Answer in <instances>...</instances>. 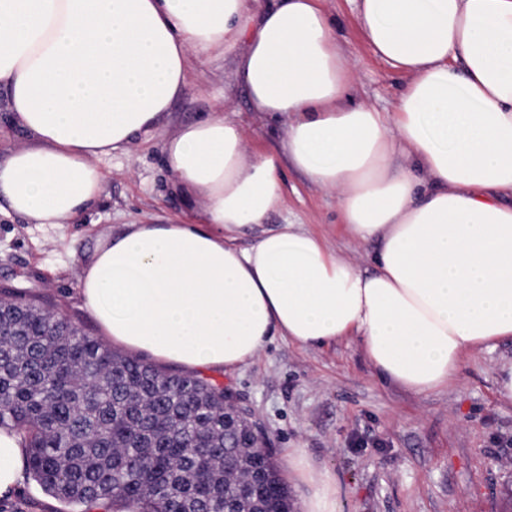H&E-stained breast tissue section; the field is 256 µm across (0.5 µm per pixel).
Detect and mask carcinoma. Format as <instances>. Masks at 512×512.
<instances>
[{"instance_id": "obj_1", "label": "carcinoma", "mask_w": 512, "mask_h": 512, "mask_svg": "<svg viewBox=\"0 0 512 512\" xmlns=\"http://www.w3.org/2000/svg\"><path fill=\"white\" fill-rule=\"evenodd\" d=\"M0 428L23 438L25 470L68 512H291L271 454L224 410V385L121 354L45 303L0 292ZM261 491L224 493L230 471Z\"/></svg>"}]
</instances>
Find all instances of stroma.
Listing matches in <instances>:
<instances>
[{"label": "stroma", "mask_w": 512, "mask_h": 512, "mask_svg": "<svg viewBox=\"0 0 512 512\" xmlns=\"http://www.w3.org/2000/svg\"><path fill=\"white\" fill-rule=\"evenodd\" d=\"M357 72L360 99L391 108L406 75L378 59L362 37L353 0H325ZM186 99L174 103L158 129L126 154L102 159L104 195L79 223L32 224L0 215V290L44 298L53 311L96 333L81 306L78 278L94 252L127 225L189 217L171 190L162 147L184 122L202 119L223 103L243 129L246 150L283 134L263 123L235 78L232 58L191 62ZM285 203L270 224L301 223L358 269L370 267L374 244L352 238L339 220L335 192L315 186L294 166L283 169ZM512 361V344L475 349L447 388L418 395L381 380L357 338L303 348L273 337L253 360L212 377L237 398L271 448L294 505L307 488L288 468L300 450L313 470L336 475L341 512H512V402L499 398L497 369ZM61 503L31 479L0 498V512H61Z\"/></svg>", "instance_id": "stroma-1"}]
</instances>
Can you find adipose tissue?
Returning <instances> with one entry per match:
<instances>
[{
    "label": "adipose tissue",
    "instance_id": "1",
    "mask_svg": "<svg viewBox=\"0 0 512 512\" xmlns=\"http://www.w3.org/2000/svg\"><path fill=\"white\" fill-rule=\"evenodd\" d=\"M323 2L0 0V90L33 141L0 160V213L77 223L104 193L98 160L157 129L191 59L231 56L284 135L249 155L223 111L179 125L164 163L195 220L111 237L82 270L83 309L102 341L191 371L235 369L274 336H354L381 379L427 394L512 340V0H354L373 53L407 76L388 110L357 99ZM289 164L336 192L376 246L370 271L300 224L267 228ZM23 455L0 429V497ZM289 462L303 512H337L335 475Z\"/></svg>",
    "mask_w": 512,
    "mask_h": 512
}]
</instances>
